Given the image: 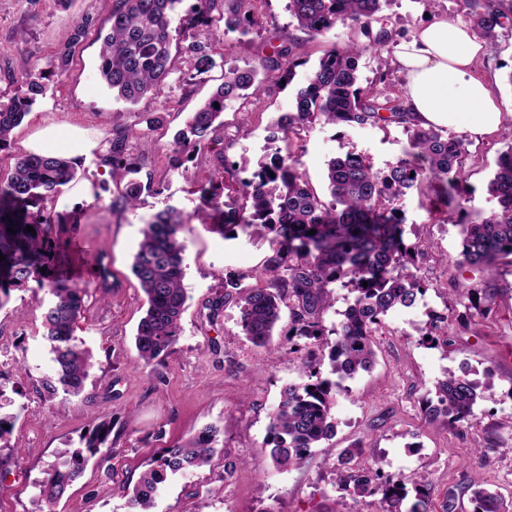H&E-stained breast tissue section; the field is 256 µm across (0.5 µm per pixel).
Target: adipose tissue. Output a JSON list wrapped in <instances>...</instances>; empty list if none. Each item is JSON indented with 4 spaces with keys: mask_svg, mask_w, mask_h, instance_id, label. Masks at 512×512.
<instances>
[{
    "mask_svg": "<svg viewBox=\"0 0 512 512\" xmlns=\"http://www.w3.org/2000/svg\"><path fill=\"white\" fill-rule=\"evenodd\" d=\"M487 46L472 26L441 19L419 28L395 48V63L406 77L404 104L424 129L461 130L482 139L499 133L503 113L476 63ZM92 127L60 130L46 127L25 143L29 153L65 152L77 158L93 149Z\"/></svg>",
    "mask_w": 512,
    "mask_h": 512,
    "instance_id": "ef3b65f1",
    "label": "adipose tissue"
}]
</instances>
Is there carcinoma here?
<instances>
[{"mask_svg":"<svg viewBox=\"0 0 512 512\" xmlns=\"http://www.w3.org/2000/svg\"><path fill=\"white\" fill-rule=\"evenodd\" d=\"M185 0H113L109 28L99 51L98 71L104 85L118 98L136 104L154 94L172 73L171 17ZM258 0H191L182 17L184 30L197 35L183 47L184 53L207 59L210 39L219 32L246 35L259 24ZM391 0H288L287 10L296 29L311 38L323 35L339 22L350 20L363 29L369 44H352L333 50L318 61L307 82L294 90L295 111L285 122H277L283 137L291 139L309 125L348 128L397 124L407 133L403 156L385 170L355 153L333 158L327 164L326 182L331 202L325 203L300 171L293 153H274L269 163L261 162L252 177L234 186L225 183L230 173L227 160H220L208 183L196 189L202 209L185 216L167 207L146 222L142 239L133 256L132 273L147 297L148 307L135 335L137 362L149 366L162 360L176 342L185 310L183 255L186 244L180 237L184 225L196 219L225 234L264 226L279 239V248L264 265L259 284L242 286L245 275L224 277V301H233L240 311L241 331L256 346L271 343L282 309L290 311L292 335L313 340V347L299 357L301 369L312 378L323 356H328L331 373L352 378L369 370L376 357L375 340L384 318L395 308H411L423 295L422 278L414 271L418 258L427 255L429 245L404 239L402 219L395 201L412 190L428 197L430 213L442 214L462 207L461 176L464 140L439 128L414 125L404 101L386 98L359 83L358 60L369 49L389 43L393 33L385 27L372 31L371 22ZM465 16L489 44L498 30L512 23V0H462ZM92 19H81L71 40L58 53L57 74L69 65L72 48L84 37ZM282 44L248 70L224 74L216 93L192 113L187 128L180 132L171 149V163L178 167L182 157L221 140L224 101L230 97L259 103L264 79L260 71L282 70L290 83L297 62L291 59L295 37L283 31ZM46 74L36 65L24 68L22 94L0 100V150L10 142L38 98L47 90ZM219 107H214V104ZM132 130H112V147L101 163L110 169L119 188L116 204L123 210L135 208L143 191L152 188L151 172L127 154ZM502 138L506 150L499 153L487 192L499 207L488 216L460 225L459 265L492 267L512 256V127ZM145 173L146 180L138 178ZM76 164L61 155L26 154L13 172L0 180V292L21 287L41 277L46 259V228L54 223L43 210L60 187L76 176ZM227 190L244 200L240 206L223 209L219 203ZM31 226L36 234L26 227ZM13 227L17 232L11 233ZM315 230L310 235L308 231ZM353 294L339 326L328 330L323 313L334 302L332 284ZM52 301L43 312V339L52 354V372L42 382L51 396L61 392L80 395L92 368L91 354L75 343L74 332L84 309L86 290L65 279L49 282ZM329 379L292 383L281 391L280 401L269 417L266 445L274 464L287 468L299 463L313 448H321L335 435L332 415L336 387ZM437 404L428 405L434 421L448 419V425L474 417L479 382L469 374L452 371L436 382ZM111 422L101 421L84 437V447L71 456L62 455L52 465L47 479L38 483L39 497L47 505L61 500L68 487L82 474L86 460L101 449L110 448ZM220 430L208 426L195 436L165 449L139 476L127 499L129 512H154L159 485L167 475L187 473L211 462L213 444ZM360 448L348 449L338 459L337 486L351 496L381 495V512H428L421 479L412 478L416 496L407 500L406 482L389 477L372 465L355 462ZM473 512H512V502L479 486L472 492Z\"/></svg>","mask_w":512,"mask_h":512,"instance_id":"carcinoma-1","label":"carcinoma"}]
</instances>
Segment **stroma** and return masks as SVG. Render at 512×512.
Instances as JSON below:
<instances>
[{
  "label": "stroma",
  "mask_w": 512,
  "mask_h": 512,
  "mask_svg": "<svg viewBox=\"0 0 512 512\" xmlns=\"http://www.w3.org/2000/svg\"><path fill=\"white\" fill-rule=\"evenodd\" d=\"M286 3L260 0L261 27L214 41L204 73H196L187 55L175 53L174 71L157 93L130 106L112 96L98 72V30L108 25L112 0H0V99L18 94L25 62L38 64L50 77L46 96L14 129L10 146L0 151V178L25 154V141L46 126L89 125L99 133L97 147L78 160L76 180L61 192L66 206L53 200L45 204L58 217L47 233L49 277L10 289L0 308V394L7 401L6 412L15 417L6 437L14 454L0 466V512H44L37 481L59 454L80 448L84 431L105 419L112 423L111 447L88 462L53 512H126L124 490L146 465L163 448L208 425L222 430L210 465L168 477L156 512H378L377 498L356 499L336 486L337 459L356 446L387 475H421L429 512H444L450 498L454 512H473L469 483L474 478L504 498L512 497V267L458 263L460 224L498 207L487 183L505 148L502 138L466 139V201L447 220L431 215L427 198L418 192L398 201L406 242L422 240L431 246L418 269L427 291L413 307L388 314L376 338L373 367L342 380L332 410L336 433L330 449H312L299 464L280 468L265 446L269 415L283 387L306 379L296 355L288 351L290 314H283L267 349L243 336L236 304L226 303L215 312L207 306L223 296L226 272L246 274L247 285H255L275 249L274 236L265 229L226 237L196 222L185 225L187 302L179 336L161 362L144 367L136 361L134 335L145 296L131 265L145 221L168 206L192 215L200 205L194 188L210 177L217 155L232 164L235 180L251 178L258 163L275 152L267 128L293 111L294 87L306 82L327 52L365 40L349 21L315 39L297 33L292 53L299 65L292 83L284 87L268 75L250 136L240 133L245 103L227 99L223 141L172 167L175 134L223 83L225 72L255 65L279 45L281 31L291 22ZM81 16L92 17L95 25L75 47L67 72L55 76V57ZM438 18L464 21L461 0L433 5L391 0L379 23L406 39ZM393 52L389 44L363 54L359 81L376 85L383 96L400 98L406 78ZM479 69L505 120L512 122V27L500 30ZM382 71L388 77L380 84L376 78ZM143 115L157 121L151 146L143 148L134 137L129 149L135 155L147 153L153 189L143 192L137 210L125 212L112 205L117 192L99 158L106 154L114 128L135 126ZM406 143L403 128L394 124L384 129L316 124L293 138L291 149L309 184L326 201L330 159L353 152L384 169L402 157ZM102 263L112 266V286L105 290L87 276L89 266ZM53 276L89 289L76 336L94 367L84 391L65 401L42 388L52 370L41 321ZM475 288L494 289L490 311L479 308L478 297L471 294ZM436 315L448 319V344L421 339V328ZM464 369L473 379L492 383L481 392L474 419L453 428L441 419L429 421L426 407L437 400L436 381L446 371ZM228 467L233 470L229 476L224 473Z\"/></svg>",
  "instance_id": "stroma-1"
}]
</instances>
